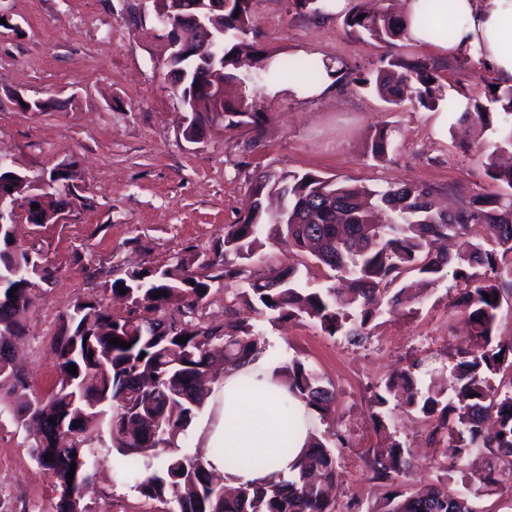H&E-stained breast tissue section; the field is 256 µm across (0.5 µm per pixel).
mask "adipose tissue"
<instances>
[{
	"mask_svg": "<svg viewBox=\"0 0 512 512\" xmlns=\"http://www.w3.org/2000/svg\"><path fill=\"white\" fill-rule=\"evenodd\" d=\"M402 13L410 43L480 60L501 85H512V0H402ZM425 14L439 24L455 21L453 38L437 40L420 23ZM313 423L306 403L289 392L274 365L258 358L215 381L209 413L193 427L206 449V467L223 474L226 485L240 486L263 483L273 472L289 473ZM228 455L237 458L236 466H225ZM261 457L270 458V466L258 465Z\"/></svg>",
	"mask_w": 512,
	"mask_h": 512,
	"instance_id": "1",
	"label": "adipose tissue"
}]
</instances>
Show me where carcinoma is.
<instances>
[{"mask_svg":"<svg viewBox=\"0 0 512 512\" xmlns=\"http://www.w3.org/2000/svg\"><path fill=\"white\" fill-rule=\"evenodd\" d=\"M351 7L344 25L368 45L388 46L404 38L402 18ZM222 29L208 47L224 64V84H243L239 57L253 56L259 74L270 78L284 70L315 82L319 65L277 60L249 41V7L233 2L224 18L210 23ZM374 74L354 78L363 90L392 107L405 101L435 111L444 103L440 76L428 64L386 55ZM448 113L492 131L478 160L493 189L478 193L456 211L439 208L431 187L389 185L369 189L349 180L335 181L314 172L266 171L252 183L245 213L224 225V240L208 255L180 259L171 266L119 270L110 291L125 289L131 309L117 316L95 299L78 301L61 317L52 355L59 384L47 396H31L12 408L14 419L46 443L36 462L49 471L58 492L56 512H87L81 491L107 463L111 451L125 459L119 476L144 498L165 506L163 512H337L340 474L325 437L309 433L306 453L295 472L275 474L264 486L226 489L222 476L207 470L203 456L190 449L187 430L207 406L210 367L240 366L262 352L256 326L224 307V324L200 321L212 288L242 282L235 299L270 321L305 319L329 336L360 342L379 313L377 292L404 273L432 286L447 272L467 286L461 305L473 348L462 352L452 381L430 379L406 369L389 379L374 403L394 399L432 420L430 436L448 433L455 459L449 469L461 474L462 488L424 484L408 492L397 483L410 465L409 450L395 441L377 448L369 461L373 479L387 490L370 512H481L478 499L503 484L512 489V386L494 387L490 377L512 371V343L497 341L496 322L504 295L512 296V166L497 164L512 149V86L488 90L486 103L452 101ZM217 125L224 130L249 127L258 132L269 115L253 101L224 99ZM386 129L371 137V155L386 157ZM474 227L484 229L470 236ZM289 249L307 250L320 264L349 281L308 288L288 266L256 271L251 261L263 246L262 232ZM29 249L13 247L0 232V274L10 277L14 297L0 295V336L25 335L20 311L32 304L37 282L52 281L56 268L36 275ZM163 295L154 297L157 292ZM490 299H485L484 294ZM189 337L178 343V337ZM131 344L124 348L109 340ZM146 356H141V353ZM77 366L73 375L67 368ZM288 389L305 400L315 418L334 423L335 391L300 359L277 367ZM24 385L13 356L0 358V404ZM52 457L48 461L45 456ZM76 464L74 477L67 474Z\"/></svg>","mask_w":512,"mask_h":512,"instance_id":"carcinoma-1","label":"carcinoma"}]
</instances>
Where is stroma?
<instances>
[{
	"instance_id": "stroma-1",
	"label": "stroma",
	"mask_w": 512,
	"mask_h": 512,
	"mask_svg": "<svg viewBox=\"0 0 512 512\" xmlns=\"http://www.w3.org/2000/svg\"><path fill=\"white\" fill-rule=\"evenodd\" d=\"M251 14L250 41L278 58L344 65L347 78L327 97L308 100L272 93L269 80L249 85L246 95L270 116L261 136L240 128L190 143L152 0H0V157L31 175L67 174L77 194L65 222L22 219L16 226L19 244L43 250L57 269L22 316L27 336L15 358L24 395H47L58 384L51 347L63 314L87 298L127 314L128 304L110 292L116 268L171 266L211 251L225 225L243 216L253 178L264 170L348 177L373 189L425 184L452 210L486 189L477 152L488 131L461 125L450 132L436 112L409 105L392 111L362 92L351 79L375 72L381 51L347 34L341 16L313 15L294 0H253ZM390 52L432 65L452 100L483 99L494 80L474 60L403 40ZM25 101L46 107L26 111ZM379 127L391 138L382 161L368 149ZM280 264L297 267L308 287L330 282L329 268L270 242L253 261L260 270ZM463 294V283L445 276L413 312L382 313L360 346L305 320L278 327L256 319L267 355L305 360L336 391L335 428L345 439L336 450L337 512H370L380 497L369 458L389 433L414 452L403 487L444 479L449 440H430L425 421L401 406H389L388 426L378 428L372 400L379 384L411 364L425 377L450 370L469 344ZM32 448L11 411L0 410V512H55L54 480ZM85 502L89 512L160 510L130 484L105 477Z\"/></svg>"
}]
</instances>
